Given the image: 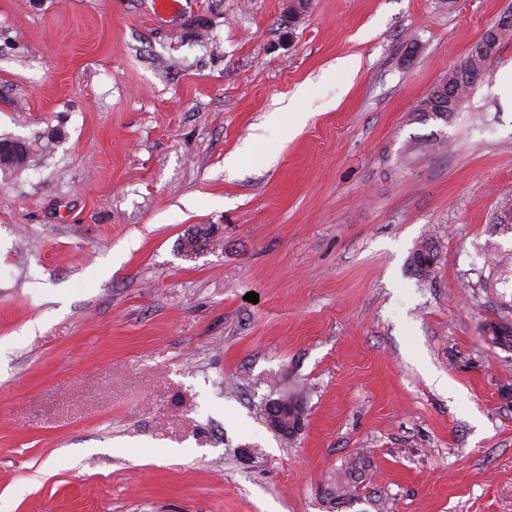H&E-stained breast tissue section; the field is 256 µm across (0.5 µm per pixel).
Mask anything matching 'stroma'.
Here are the masks:
<instances>
[{"label":"stroma","instance_id":"1","mask_svg":"<svg viewBox=\"0 0 512 512\" xmlns=\"http://www.w3.org/2000/svg\"><path fill=\"white\" fill-rule=\"evenodd\" d=\"M510 9L0 0V512H512V39L413 112ZM471 49L467 58L448 72V77L436 83L419 102L413 112L422 123L442 120L448 123L454 112H458L472 87L480 80L487 59ZM217 234L219 235V228L214 224L196 225L179 242L180 252L207 250L219 240L214 239ZM265 418L268 428L283 438H290L298 434L305 426L304 415L288 422V400H271L265 409ZM367 467L366 459L361 454H356L355 457H351L346 462L345 468L340 471L336 476V483H334L332 489L328 495H331V500H345L352 499V488L355 487V483L362 476V471Z\"/></svg>","mask_w":512,"mask_h":512}]
</instances>
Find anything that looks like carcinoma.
<instances>
[{
    "instance_id": "cac0c4a2",
    "label": "carcinoma",
    "mask_w": 512,
    "mask_h": 512,
    "mask_svg": "<svg viewBox=\"0 0 512 512\" xmlns=\"http://www.w3.org/2000/svg\"><path fill=\"white\" fill-rule=\"evenodd\" d=\"M487 59L480 53L471 51L467 58L448 72V77L436 83L428 94L415 107L416 119L422 123L430 120L448 121L459 111L468 98L472 87L480 80ZM219 228L213 224L194 226L179 242L180 250H206L215 242ZM435 256L433 246L425 243L413 255V265L417 274L425 278L431 272ZM367 467L363 455L357 454L346 462L345 468L336 476V483L330 489L329 495L333 500L352 498V488L362 476Z\"/></svg>"
}]
</instances>
